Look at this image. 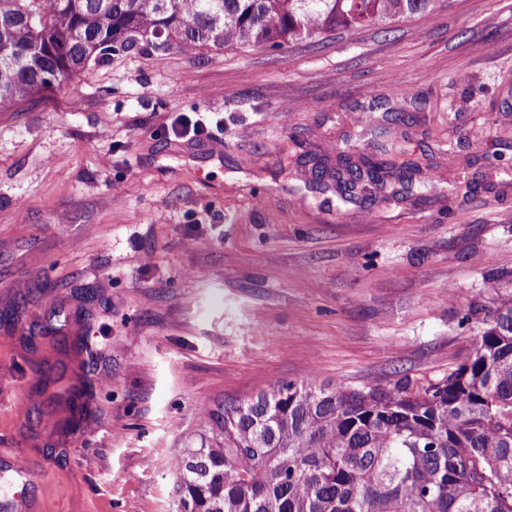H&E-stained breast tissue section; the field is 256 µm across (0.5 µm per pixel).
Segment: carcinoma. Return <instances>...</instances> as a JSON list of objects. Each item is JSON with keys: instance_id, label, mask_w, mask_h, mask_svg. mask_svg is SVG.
I'll return each mask as SVG.
<instances>
[{"instance_id": "cac0c4a2", "label": "carcinoma", "mask_w": 512, "mask_h": 512, "mask_svg": "<svg viewBox=\"0 0 512 512\" xmlns=\"http://www.w3.org/2000/svg\"><path fill=\"white\" fill-rule=\"evenodd\" d=\"M442 0H0V112L130 52L289 47L431 14ZM417 165L342 160L352 189ZM466 358L417 388L275 382L224 402L223 441L178 462L184 512H512V295Z\"/></svg>"}]
</instances>
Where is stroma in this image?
Wrapping results in <instances>:
<instances>
[{
    "label": "stroma",
    "instance_id": "stroma-1",
    "mask_svg": "<svg viewBox=\"0 0 512 512\" xmlns=\"http://www.w3.org/2000/svg\"><path fill=\"white\" fill-rule=\"evenodd\" d=\"M199 112L222 130L166 133ZM394 143L434 180L340 198V155ZM506 293L512 0L124 54L0 112V463L35 512H183L225 402L438 381Z\"/></svg>",
    "mask_w": 512,
    "mask_h": 512
}]
</instances>
